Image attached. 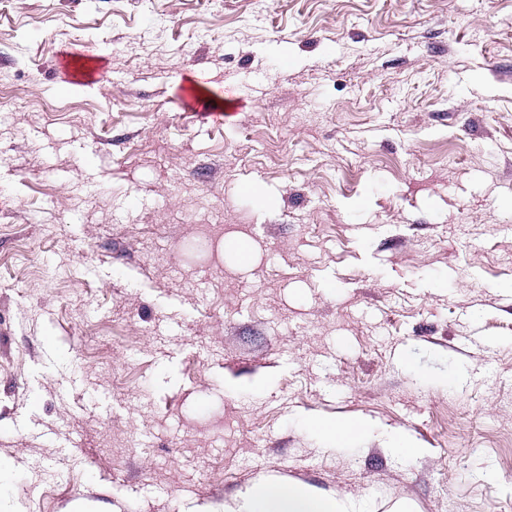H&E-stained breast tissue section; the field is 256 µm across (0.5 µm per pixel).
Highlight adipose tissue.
Listing matches in <instances>:
<instances>
[{"instance_id": "ef3b65f1", "label": "adipose tissue", "mask_w": 512, "mask_h": 512, "mask_svg": "<svg viewBox=\"0 0 512 512\" xmlns=\"http://www.w3.org/2000/svg\"><path fill=\"white\" fill-rule=\"evenodd\" d=\"M234 512H367L363 502L328 497L300 483L276 479L259 482L247 490Z\"/></svg>"}]
</instances>
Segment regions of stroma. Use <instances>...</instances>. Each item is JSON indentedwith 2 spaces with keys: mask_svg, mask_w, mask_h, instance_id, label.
<instances>
[{
  "mask_svg": "<svg viewBox=\"0 0 512 512\" xmlns=\"http://www.w3.org/2000/svg\"><path fill=\"white\" fill-rule=\"evenodd\" d=\"M0 88V512H512V0H0ZM309 430L333 440L337 446H345L353 442L355 436L363 429V425L356 421L311 419L306 422ZM361 501L319 494L300 483L267 479L247 490L233 512H369Z\"/></svg>",
  "mask_w": 512,
  "mask_h": 512,
  "instance_id": "obj_1",
  "label": "stroma"
}]
</instances>
